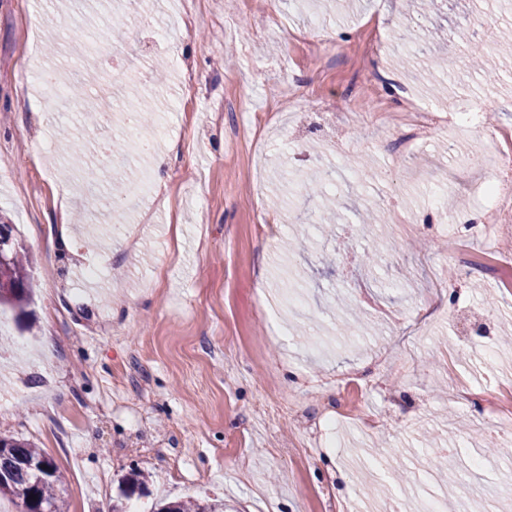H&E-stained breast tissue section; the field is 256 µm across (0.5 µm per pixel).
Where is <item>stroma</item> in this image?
Masks as SVG:
<instances>
[{
    "mask_svg": "<svg viewBox=\"0 0 512 512\" xmlns=\"http://www.w3.org/2000/svg\"><path fill=\"white\" fill-rule=\"evenodd\" d=\"M113 2L0 0V214L29 251L35 288L25 315L0 314V434L54 460L63 512H110L134 471L147 478L129 500L142 512L187 497L224 512H381L390 498L422 512L488 484L500 495L486 510L502 512L512 457L480 453L512 436L478 405L448 403L455 380L479 382L490 366L512 380V290L450 253L484 221L473 188L491 170L474 159L493 145L445 124L408 155L377 119L410 90L421 110L442 116L465 98L512 129V0H444L431 18L435 69L398 62L392 34L409 0H129L148 26L68 28ZM466 22L493 81L471 77L470 47L453 34ZM33 69L91 92L94 118L56 116L52 86L21 79ZM135 100L150 110L131 131L123 110ZM134 137L155 153L93 164L97 142ZM360 156L369 170L351 169ZM327 168L343 178L307 195L304 180ZM147 172L155 200L122 215L105 200L81 210L89 185L129 189ZM330 198L340 223L300 229L296 216ZM365 204L384 216L372 266ZM93 260L96 280L84 275ZM352 309L367 327L349 337L340 322ZM356 398L377 432L336 421ZM52 406L82 417L53 418ZM331 418L330 433H307L305 421ZM385 452L406 464L405 482L375 465Z\"/></svg>",
    "mask_w": 512,
    "mask_h": 512,
    "instance_id": "35a3bbf8",
    "label": "stroma"
}]
</instances>
